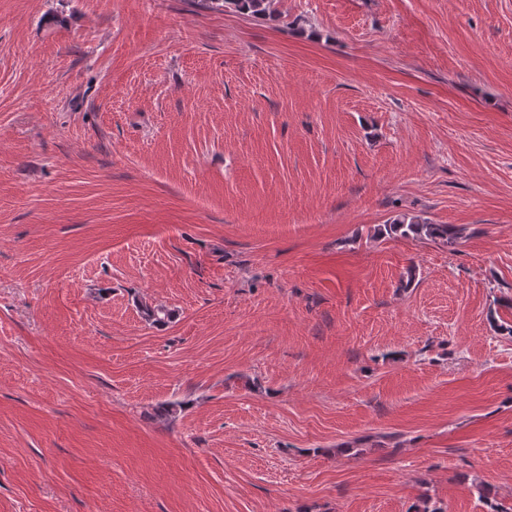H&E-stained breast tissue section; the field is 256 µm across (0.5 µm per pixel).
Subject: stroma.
Returning a JSON list of instances; mask_svg holds the SVG:
<instances>
[{
	"instance_id": "obj_1",
	"label": "stroma",
	"mask_w": 512,
	"mask_h": 512,
	"mask_svg": "<svg viewBox=\"0 0 512 512\" xmlns=\"http://www.w3.org/2000/svg\"><path fill=\"white\" fill-rule=\"evenodd\" d=\"M273 2L0 0V512L512 510V0ZM202 9L229 7L253 17L262 18L271 16L272 0H188ZM377 233L381 236H400L427 240L454 250L463 238L464 228L453 224H433L421 215L401 214L387 224L380 225Z\"/></svg>"
}]
</instances>
